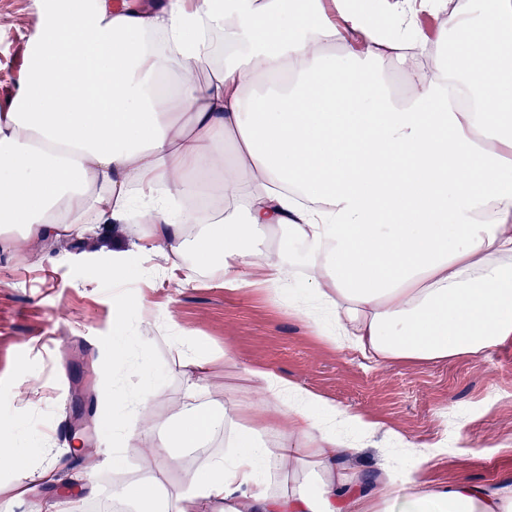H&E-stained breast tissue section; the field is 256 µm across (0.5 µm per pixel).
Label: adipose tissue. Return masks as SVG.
Returning a JSON list of instances; mask_svg holds the SVG:
<instances>
[{
	"instance_id": "obj_1",
	"label": "adipose tissue",
	"mask_w": 512,
	"mask_h": 512,
	"mask_svg": "<svg viewBox=\"0 0 512 512\" xmlns=\"http://www.w3.org/2000/svg\"><path fill=\"white\" fill-rule=\"evenodd\" d=\"M445 0H46L27 78L0 113V233L24 246L135 224L184 281L220 262L225 287L282 293L291 311L376 362L478 356L512 340V0L450 13L455 60L424 71L421 11ZM386 15L382 41L371 12ZM344 51L347 66L336 64ZM417 91L399 100L380 68ZM269 245L258 247V235ZM194 263H186L187 251ZM221 414L188 402L154 452L223 437L182 487L158 477L124 512H512V485L341 471L343 426L377 425L268 368ZM17 499L55 481L0 455Z\"/></svg>"
}]
</instances>
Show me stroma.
Returning <instances> with one entry per match:
<instances>
[{"label": "stroma", "instance_id": "1", "mask_svg": "<svg viewBox=\"0 0 512 512\" xmlns=\"http://www.w3.org/2000/svg\"><path fill=\"white\" fill-rule=\"evenodd\" d=\"M43 2L0 0V17L14 19L0 24V112L10 111L25 84L27 47ZM70 242L68 250L53 239L23 252L0 246V420L15 428L6 448L24 452L29 468H57V482L40 489L42 512H85L111 498L113 485L134 490L161 469L170 489L184 470L223 454L219 438L166 468L150 451L156 435L135 424L128 432L138 436L144 455H113L119 412L102 390L105 379L117 377L127 393L152 380L163 396L151 415L168 422L187 393L189 374L173 341L183 333L217 358L203 381V401L213 410L228 395L245 408L258 403L246 371L263 367L378 423L358 441L356 455L342 458L346 471L367 475L394 464L430 482L512 480V341L474 357L377 364L326 343L313 322L292 315L287 296L229 290L212 270L181 283L179 271L144 253L142 237L117 239L102 225ZM116 262L128 276L101 278ZM143 297L154 323L130 330L131 347H146L149 355L141 369L113 350L112 323L117 314L132 315ZM227 351L234 366L222 361ZM30 384L39 387L36 399L14 398L16 388ZM392 429L418 442L447 437L448 451L415 463L389 438Z\"/></svg>", "mask_w": 512, "mask_h": 512}]
</instances>
